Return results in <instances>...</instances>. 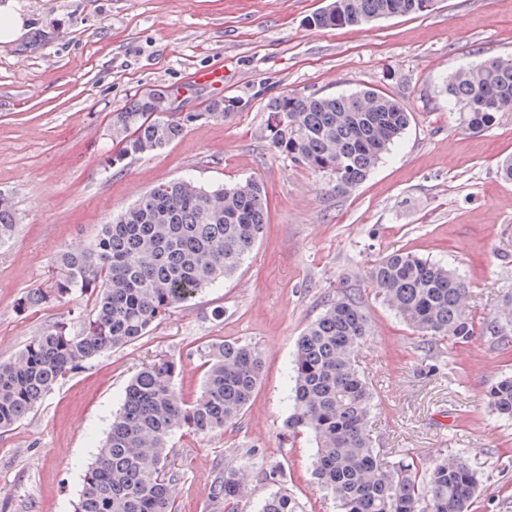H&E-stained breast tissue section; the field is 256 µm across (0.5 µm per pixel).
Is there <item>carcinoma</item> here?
Returning <instances> with one entry per match:
<instances>
[{
  "label": "carcinoma",
  "instance_id": "obj_1",
  "mask_svg": "<svg viewBox=\"0 0 512 512\" xmlns=\"http://www.w3.org/2000/svg\"><path fill=\"white\" fill-rule=\"evenodd\" d=\"M423 0H331L306 20L318 29L358 27L384 18L421 15ZM445 91L462 124L483 131L512 112V57H489L458 69ZM160 89L136 94L112 113L116 148L108 167L154 155L179 140L194 114L168 111ZM274 152L328 180L338 194L357 188L401 138L411 112L375 88L336 95L286 92L266 105ZM267 224L263 187L254 180L204 186L177 178L142 195L101 225L87 243L56 256V278L20 299L19 308L86 295L90 310L40 330L0 361V432L12 429L68 373L102 354L146 336L173 308L232 277ZM18 229L12 199L0 193V246ZM370 277L385 304L433 349L452 350L476 336L506 340L512 333V292L499 296L477 321L469 311L470 285L455 270L411 251L393 250ZM370 335L369 315L346 287L304 329L294 356L289 434L314 444L312 472L337 512H471L482 479L459 455H413L393 461L375 448L370 420L372 383L356 361ZM207 370L198 396L185 401L175 388L174 361L142 368L128 382L105 440L87 466L75 512H174L170 486L181 477L168 463L177 430L222 434L251 404L265 362L258 346L237 340L200 348ZM492 413L512 419V375L491 383ZM245 487L226 467L211 485L224 512H243ZM258 512H298L284 490Z\"/></svg>",
  "mask_w": 512,
  "mask_h": 512
}]
</instances>
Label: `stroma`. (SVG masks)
<instances>
[{
    "label": "stroma",
    "instance_id": "obj_1",
    "mask_svg": "<svg viewBox=\"0 0 512 512\" xmlns=\"http://www.w3.org/2000/svg\"><path fill=\"white\" fill-rule=\"evenodd\" d=\"M328 0H14L27 32L0 43V192L19 215L0 247V359L39 330L88 307L87 297L19 310L50 287L56 254L90 240L113 214L152 187L190 176L206 186L250 178L265 189L268 226L237 274L175 309L139 341L69 373L21 423L0 434V512H74L86 466L141 367L177 362L175 386L194 398L206 371L200 348L224 339L258 346L265 374L251 405L224 434L172 435L182 473L178 512H215L220 468L246 475L245 512L280 483L300 512H336L311 474L314 448L289 436L292 364L306 325L336 287L367 308L371 334L357 361L377 406L371 434L388 454L446 449L485 478L471 512H512V420L484 392L512 372V340L475 338L453 351L422 342L384 304L369 278L396 249L456 269L471 284L478 317L512 290V114L481 132L462 128L442 88L448 75L490 56L512 55V0H436L422 15L359 28L316 29L307 16ZM205 67L224 85L194 81ZM380 88L413 121L400 141L348 194L273 154L267 102L285 92L328 95ZM173 90L172 109L192 113L181 139L158 155L108 168L112 115L133 95ZM233 100L221 118L214 102Z\"/></svg>",
    "mask_w": 512,
    "mask_h": 512
}]
</instances>
